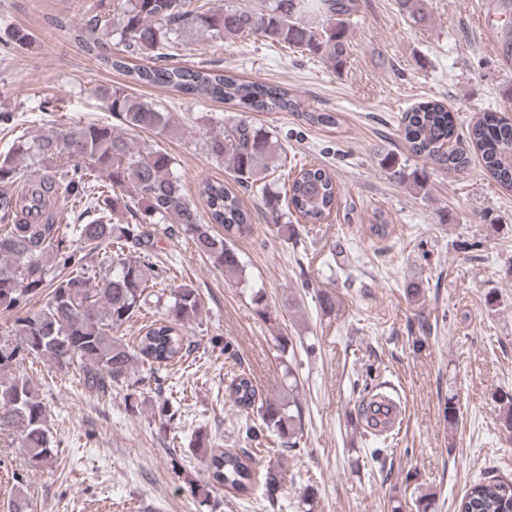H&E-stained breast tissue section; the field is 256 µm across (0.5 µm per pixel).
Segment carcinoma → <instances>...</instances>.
<instances>
[{"label": "carcinoma", "instance_id": "cac0c4a2", "mask_svg": "<svg viewBox=\"0 0 512 512\" xmlns=\"http://www.w3.org/2000/svg\"><path fill=\"white\" fill-rule=\"evenodd\" d=\"M414 26L429 19L425 0H395ZM81 22L51 16L47 25L69 32L101 67L124 82L97 86L96 95L121 123L87 122L49 131L31 139L18 136L0 158V311L15 315L7 339L0 340V434L13 436L37 468L52 459L46 404L25 376L3 379L33 358L67 369L78 367L84 388L96 394L136 390L135 367L167 365L191 353L187 329L202 317L198 289L181 283L170 295L149 289L166 268L157 263L154 231L175 224L196 250L230 280L245 278L246 267L230 240L251 231V213L224 182L203 179L197 195L202 215L187 198L175 172V158L162 149L140 147L127 131L175 133L169 113L133 92V87L175 90L192 99L224 101L242 112L237 119L207 133L203 150L227 165L238 184L264 194L265 206L281 217L279 199L267 194L266 178L282 166L278 139L247 112H290L308 125L337 123L335 115L305 109L288 88L236 78L207 65H146L193 34L218 39L255 37L307 52L336 68L349 56L347 26L354 0H264L241 7L224 0H97L83 5ZM32 35L15 27L0 37V49L31 45ZM408 151L434 169L461 171L469 152L505 187H512V120L482 117L468 130L466 147L440 100L419 103L401 116ZM388 178L422 187L424 177L395 158L386 161ZM336 183L323 168H303L288 184V206L309 224H321L336 207ZM74 225L72 238L68 225ZM40 296L43 303L29 309ZM162 317L138 328L133 341L123 332L142 315L150 297ZM288 355L284 377L288 399H260L249 374L231 375L233 406L243 415L238 433L246 443L268 434L292 450L300 444L304 410L291 362L293 342L274 337ZM500 427L512 435V394L498 397ZM205 449L209 478L237 496L261 486L268 501L283 480L281 461L257 467L251 448H217L207 434L197 439ZM456 512H512V485L488 475L470 485Z\"/></svg>", "mask_w": 512, "mask_h": 512}]
</instances>
